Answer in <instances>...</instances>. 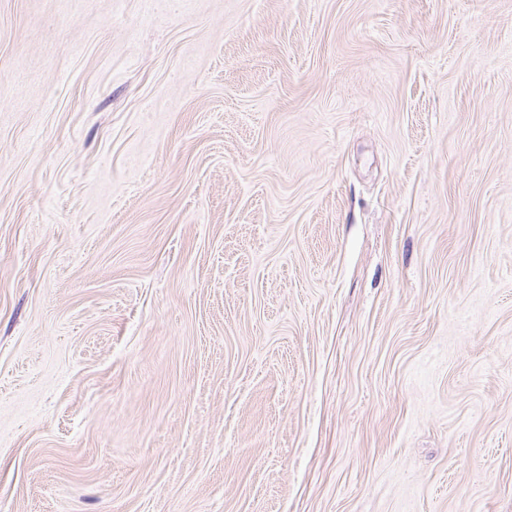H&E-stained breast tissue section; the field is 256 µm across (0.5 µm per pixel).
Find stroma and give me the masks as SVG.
<instances>
[{
  "label": "stroma",
  "mask_w": 512,
  "mask_h": 512,
  "mask_svg": "<svg viewBox=\"0 0 512 512\" xmlns=\"http://www.w3.org/2000/svg\"><path fill=\"white\" fill-rule=\"evenodd\" d=\"M0 512H512V0H0Z\"/></svg>",
  "instance_id": "1"
}]
</instances>
